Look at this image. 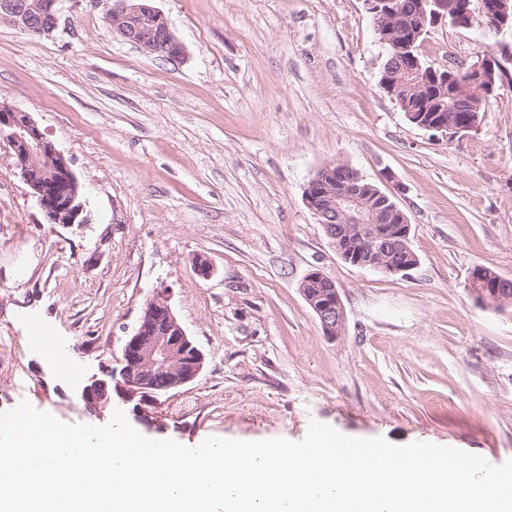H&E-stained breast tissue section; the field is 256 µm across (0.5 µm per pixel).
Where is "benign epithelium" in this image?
<instances>
[{"label":"benign epithelium","mask_w":512,"mask_h":512,"mask_svg":"<svg viewBox=\"0 0 512 512\" xmlns=\"http://www.w3.org/2000/svg\"><path fill=\"white\" fill-rule=\"evenodd\" d=\"M58 2L0 0V22L30 35H49L58 25ZM153 2L115 0L110 6L108 24L113 33L142 54L180 61L185 57V47ZM364 4L377 27H386L388 44L393 50L415 65L419 64V59L412 49L417 32L448 17V12L455 7L451 0H420L417 26L404 28L397 24L399 10L391 0H364ZM477 13L492 21L497 33H512V8L507 0L494 3L490 11L482 3L476 11L467 10L466 19L458 26L471 27ZM511 61L512 47L507 44L484 53L469 69V87L485 99L495 96L500 90L496 74L506 72V64ZM408 72L410 69L402 65L396 72L383 73L380 88L388 96L396 97ZM429 72L435 84L450 90L456 87L455 67L432 66ZM407 117L439 139L453 140L459 135V129L448 126L436 115L409 112ZM0 135L9 143L15 164L48 223L65 226L87 223L76 176L34 120L24 112L1 105ZM363 181L364 177L345 163L325 166L309 181L305 201L343 261L405 277L417 265V257L409 248V219L398 204H389L394 198L392 194L381 191V202L376 207L363 205ZM392 214L399 215V223H390ZM468 287L485 307L502 309L512 305V282L502 280L482 266L471 271ZM302 293L324 335L330 339L339 337L345 325V310L338 289L326 288L316 293L304 289ZM122 362L120 382L112 383L115 373L107 370L102 378L88 379L80 388V399L86 408L95 410L109 402L106 390L113 385L123 400L135 402L138 417L146 421L150 418V408L158 404L162 393L177 390L198 376L203 354L167 301L158 295L148 301L133 334L125 341ZM156 372L167 375V384L161 389L149 380Z\"/></svg>","instance_id":"7a95c632"}]
</instances>
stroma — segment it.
<instances>
[{
  "mask_svg": "<svg viewBox=\"0 0 512 512\" xmlns=\"http://www.w3.org/2000/svg\"><path fill=\"white\" fill-rule=\"evenodd\" d=\"M155 5L183 61L123 41L105 0H60L47 36L0 23V104L29 113L63 155L91 218L47 223L0 139V412L26 400L102 426L119 409L151 435L120 398L87 411L79 386L121 369L163 291L204 355L154 410L164 437L299 441L314 419L512 459V306H482L468 288L477 265L512 280V87L476 131L439 140L380 89L386 50L363 0ZM495 42L485 26L441 23L422 51L467 66ZM334 163L395 193L418 259L408 276L337 256L304 197ZM314 270L344 305L333 341L301 291ZM34 322L71 373L30 342Z\"/></svg>",
  "mask_w": 512,
  "mask_h": 512,
  "instance_id": "obj_1",
  "label": "stroma"
}]
</instances>
